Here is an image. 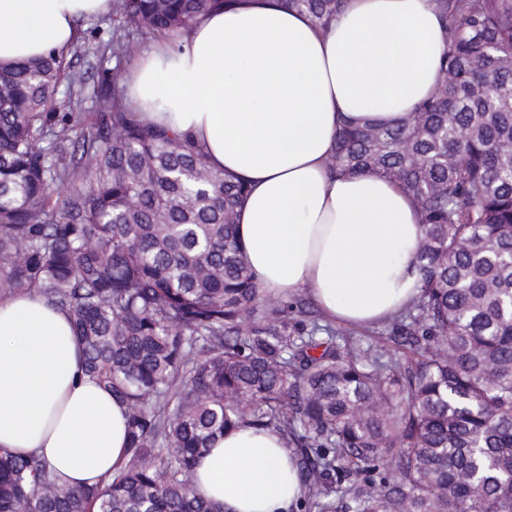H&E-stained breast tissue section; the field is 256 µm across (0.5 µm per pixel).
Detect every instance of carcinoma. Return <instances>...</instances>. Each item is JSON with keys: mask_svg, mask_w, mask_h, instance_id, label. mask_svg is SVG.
Masks as SVG:
<instances>
[{"mask_svg": "<svg viewBox=\"0 0 512 512\" xmlns=\"http://www.w3.org/2000/svg\"><path fill=\"white\" fill-rule=\"evenodd\" d=\"M228 0H113L112 87L87 128L62 112L72 59L0 69V286L71 316L85 371L127 408L106 485L60 482L0 448V512H224L194 492L224 432L274 429L317 495L351 512H512V0H434L448 30L434 94L402 126H343L331 168L395 182L422 227L420 293L385 357L257 288L236 236L247 186L143 125L123 72ZM326 31L344 0H282Z\"/></svg>", "mask_w": 512, "mask_h": 512, "instance_id": "carcinoma-1", "label": "carcinoma"}]
</instances>
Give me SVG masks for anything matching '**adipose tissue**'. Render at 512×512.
<instances>
[{
  "mask_svg": "<svg viewBox=\"0 0 512 512\" xmlns=\"http://www.w3.org/2000/svg\"><path fill=\"white\" fill-rule=\"evenodd\" d=\"M111 12L112 0H0V67L66 50ZM447 48L434 0H345L325 32L282 0H234L199 14L179 49L142 50L126 100L246 183L237 237L264 294L308 291L326 318L361 329L419 294L422 230L394 182L331 173L337 132L403 123ZM126 444V409L86 373L70 316L33 291L0 295V448L91 487L119 471ZM196 474L197 496L224 512H288L306 493L272 430L225 433Z\"/></svg>",
  "mask_w": 512,
  "mask_h": 512,
  "instance_id": "obj_1",
  "label": "adipose tissue"
}]
</instances>
